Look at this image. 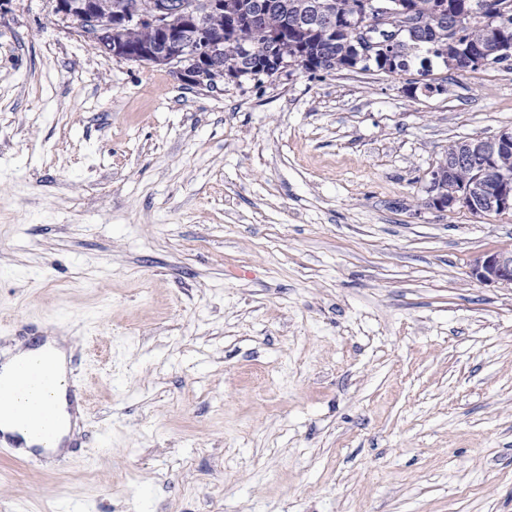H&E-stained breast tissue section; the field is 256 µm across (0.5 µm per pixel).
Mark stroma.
I'll return each instance as SVG.
<instances>
[{
  "instance_id": "35a3bbf8",
  "label": "stroma",
  "mask_w": 512,
  "mask_h": 512,
  "mask_svg": "<svg viewBox=\"0 0 512 512\" xmlns=\"http://www.w3.org/2000/svg\"><path fill=\"white\" fill-rule=\"evenodd\" d=\"M223 90L0 12V356L64 336L86 450L0 512H512V213L421 208L512 128V69ZM471 275L481 283L512 288V248H502L477 255Z\"/></svg>"
}]
</instances>
